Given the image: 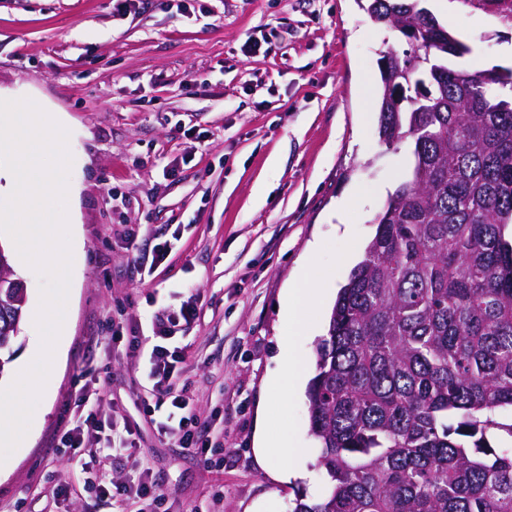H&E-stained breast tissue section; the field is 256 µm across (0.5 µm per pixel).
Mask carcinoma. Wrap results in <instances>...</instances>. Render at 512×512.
<instances>
[{
    "instance_id": "carcinoma-1",
    "label": "carcinoma",
    "mask_w": 512,
    "mask_h": 512,
    "mask_svg": "<svg viewBox=\"0 0 512 512\" xmlns=\"http://www.w3.org/2000/svg\"><path fill=\"white\" fill-rule=\"evenodd\" d=\"M383 56L380 140L413 165L333 305L308 392L325 496L291 512H512V70L468 71L421 0Z\"/></svg>"
}]
</instances>
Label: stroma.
<instances>
[{
  "label": "stroma",
  "mask_w": 512,
  "mask_h": 512,
  "mask_svg": "<svg viewBox=\"0 0 512 512\" xmlns=\"http://www.w3.org/2000/svg\"><path fill=\"white\" fill-rule=\"evenodd\" d=\"M423 5L462 44L477 42L478 57L463 55L459 68L503 66L512 24L498 10ZM254 41L260 51L245 53ZM391 47L407 49L406 38L376 28L359 0H202L195 9L135 0L124 10L115 0H0V99L30 98L69 130L79 249L52 393L0 465V512H122L51 494L69 478L55 435L80 373L94 369L110 419L131 427L137 445L132 455L102 453L90 440L95 475L130 481L150 468L166 512H193L217 490V512H288L297 495L321 498L307 398L280 410L266 384L300 258L311 255L325 294L307 319L314 340L299 345L312 363L373 219L409 171L410 143L378 136L380 61ZM159 241L171 250L158 263ZM189 300L196 318L167 344L185 352L195 412L222 438L209 470L161 433L163 413L146 410L154 315ZM109 319L121 340L109 339ZM130 336L140 341L134 355ZM263 404L272 438L287 431L302 448L293 461L302 479L279 480L256 462Z\"/></svg>",
  "instance_id": "35a3bbf8"
}]
</instances>
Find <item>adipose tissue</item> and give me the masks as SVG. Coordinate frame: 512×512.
Segmentation results:
<instances>
[{
	"label": "adipose tissue",
	"mask_w": 512,
	"mask_h": 512,
	"mask_svg": "<svg viewBox=\"0 0 512 512\" xmlns=\"http://www.w3.org/2000/svg\"><path fill=\"white\" fill-rule=\"evenodd\" d=\"M309 260H302L295 280L289 285L283 303L284 317L288 331L279 338L278 367L270 377L271 395L280 408H288L295 395L301 392L310 375V365L305 362L297 344L307 333L306 321L309 310L322 301V294L312 288L309 281ZM254 452L259 463L265 464L277 460V476L288 481L296 478L297 473L291 466L298 449L289 434H282L279 440H271L267 433L266 422H259L253 437Z\"/></svg>",
	"instance_id": "1"
}]
</instances>
